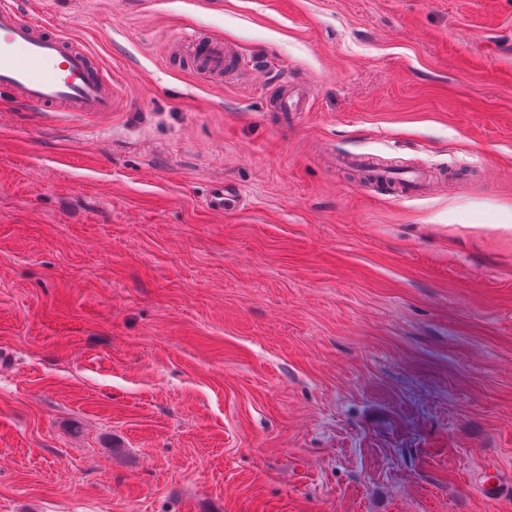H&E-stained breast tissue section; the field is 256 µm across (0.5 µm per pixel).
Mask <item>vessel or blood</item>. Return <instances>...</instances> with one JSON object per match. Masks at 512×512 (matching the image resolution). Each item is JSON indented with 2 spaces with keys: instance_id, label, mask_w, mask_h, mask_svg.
<instances>
[{
  "instance_id": "1",
  "label": "vessel or blood",
  "mask_w": 512,
  "mask_h": 512,
  "mask_svg": "<svg viewBox=\"0 0 512 512\" xmlns=\"http://www.w3.org/2000/svg\"><path fill=\"white\" fill-rule=\"evenodd\" d=\"M197 74L220 77L234 58L222 35L188 34ZM31 110L96 118L112 112V77L57 25L31 21L20 0H0V91Z\"/></svg>"
}]
</instances>
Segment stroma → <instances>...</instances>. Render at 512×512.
I'll use <instances>...</instances> for the list:
<instances>
[{
    "mask_svg": "<svg viewBox=\"0 0 512 512\" xmlns=\"http://www.w3.org/2000/svg\"><path fill=\"white\" fill-rule=\"evenodd\" d=\"M23 3L114 110L0 98V512H512V0ZM186 44L191 48L193 68L197 74L208 77H223L224 71L234 67V57L224 50L222 35L188 34Z\"/></svg>",
    "mask_w": 512,
    "mask_h": 512,
    "instance_id": "35a3bbf8",
    "label": "stroma"
}]
</instances>
